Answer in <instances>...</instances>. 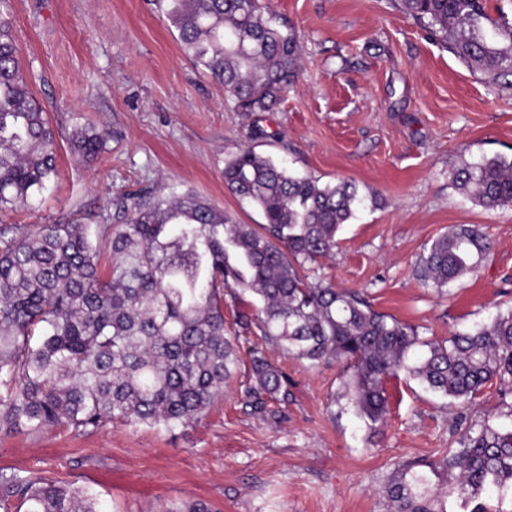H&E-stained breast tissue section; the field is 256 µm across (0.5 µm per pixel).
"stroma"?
I'll list each match as a JSON object with an SVG mask.
<instances>
[{"label": "stroma", "mask_w": 512, "mask_h": 512, "mask_svg": "<svg viewBox=\"0 0 512 512\" xmlns=\"http://www.w3.org/2000/svg\"><path fill=\"white\" fill-rule=\"evenodd\" d=\"M301 45L299 78L273 111L236 112L223 86L183 54L150 0H11L18 55L59 143L57 173L34 211L9 224H110L115 199L193 190L242 224L261 212L224 184L240 149L325 183L348 179L373 202L346 224L310 276L368 296L375 310L443 339L512 309V206L486 209L451 182L461 161L512 155V82L472 72L401 0H264ZM107 150L82 162L77 121ZM265 135L252 137V123ZM482 225L488 260L438 290L416 267L456 225ZM289 378L284 403L257 412L246 395L251 350ZM346 365L311 364L240 343L223 398L171 430L106 423L82 432L0 433V469L94 491L104 512H164L190 500L219 512H386L395 464L457 447L466 426L512 425V393L452 404L406 375L387 383L388 416L369 429L345 408Z\"/></svg>", "instance_id": "stroma-1"}]
</instances>
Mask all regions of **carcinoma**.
<instances>
[{"instance_id": "cac0c4a2", "label": "carcinoma", "mask_w": 512, "mask_h": 512, "mask_svg": "<svg viewBox=\"0 0 512 512\" xmlns=\"http://www.w3.org/2000/svg\"><path fill=\"white\" fill-rule=\"evenodd\" d=\"M185 56L246 115L270 112L295 78L300 45L260 0H153ZM468 68L498 82L512 76V23L484 0H402ZM0 0V215L32 209L56 174L57 134L31 90ZM91 161L106 140L90 124L70 133ZM224 183L257 205L265 223L239 224L191 191L143 193L116 203L123 222L0 224V431L98 428L121 420L172 429L197 422L224 395L239 362L224 329V289L260 298L246 333L313 364L352 369L346 406L366 426L386 423V380L400 372L453 400L493 384L512 391V310L427 339L376 311L359 293L312 282L305 265L329 257L367 197L356 184L296 176L246 148L224 163ZM454 188L484 208L512 205V157L462 161ZM484 228L454 227L432 241L416 268L442 289L487 259ZM421 347L423 351L415 353ZM255 408L279 401L286 374L251 357ZM512 493V428L469 426L460 447L437 459L400 461L385 486L388 512H490ZM0 512H101L97 497L32 473L0 471ZM165 512H213L187 501Z\"/></svg>"}]
</instances>
